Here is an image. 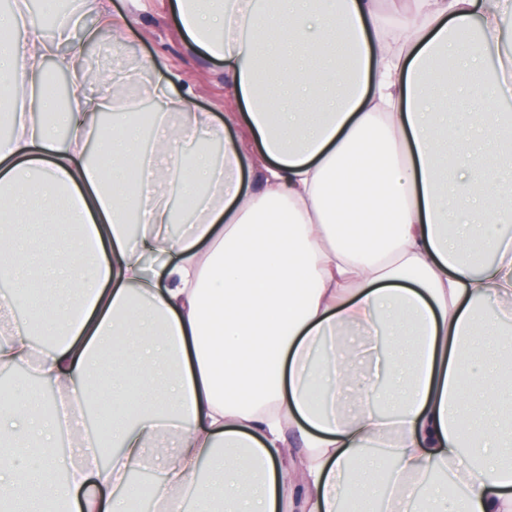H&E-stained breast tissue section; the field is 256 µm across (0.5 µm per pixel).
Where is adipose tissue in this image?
Wrapping results in <instances>:
<instances>
[{
	"label": "adipose tissue",
	"mask_w": 512,
	"mask_h": 512,
	"mask_svg": "<svg viewBox=\"0 0 512 512\" xmlns=\"http://www.w3.org/2000/svg\"><path fill=\"white\" fill-rule=\"evenodd\" d=\"M223 0L219 12L176 0L186 39L224 61L235 86L224 123L151 79L161 109L143 147L120 76L92 92L71 52L39 25L0 15V86L26 100L0 138V369L33 366L53 393L0 405V512L49 499L68 512H137L132 466L167 465L156 512L206 503L194 476L209 461L234 512H342L371 500L386 472L384 512H512V376L474 354L512 342V204L490 202L487 162L512 69L507 0ZM347 47L345 57L334 53ZM491 78L464 81L461 155L438 152L443 60ZM54 60L72 78L64 109L43 94ZM286 73L266 81L268 64ZM223 140L180 177L172 144ZM111 156L103 179L90 145ZM266 161L244 180L245 149ZM146 192L122 186L128 165ZM194 194L173 235L172 200ZM66 222L35 253L17 237ZM40 269L45 289L30 291ZM38 302L36 350L15 328ZM112 356V460L95 432L74 434L64 401L99 387ZM72 440L61 452V440ZM52 470L62 484L44 481ZM98 492L77 496L89 478Z\"/></svg>",
	"instance_id": "ef3b65f1"
}]
</instances>
